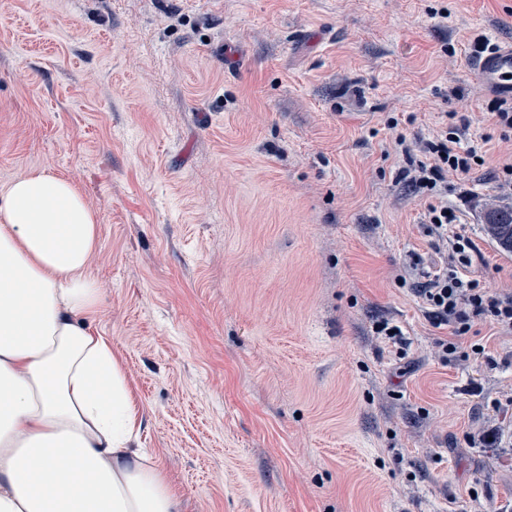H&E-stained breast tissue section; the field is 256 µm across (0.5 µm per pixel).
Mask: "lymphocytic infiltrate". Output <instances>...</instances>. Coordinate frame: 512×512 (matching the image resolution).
I'll return each mask as SVG.
<instances>
[{
    "label": "lymphocytic infiltrate",
    "instance_id": "obj_1",
    "mask_svg": "<svg viewBox=\"0 0 512 512\" xmlns=\"http://www.w3.org/2000/svg\"><path fill=\"white\" fill-rule=\"evenodd\" d=\"M469 127L466 116L452 112L430 136L412 142L402 135L395 139V150L405 160L400 175L410 193L425 203L423 233L447 248L443 265L432 278L412 285L403 269L395 280L412 285L433 326L450 329L449 337L436 341L438 358L446 366L484 355V345L463 343L464 337L475 335L477 327L488 326L499 336L512 335V293H488L468 275L474 245L458 226L457 210L448 203L449 173L470 176L486 156L489 136L468 138Z\"/></svg>",
    "mask_w": 512,
    "mask_h": 512
}]
</instances>
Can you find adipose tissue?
<instances>
[{"mask_svg":"<svg viewBox=\"0 0 512 512\" xmlns=\"http://www.w3.org/2000/svg\"><path fill=\"white\" fill-rule=\"evenodd\" d=\"M98 242L64 178L35 170L0 188V512H178L167 473L128 445L137 409L89 323Z\"/></svg>","mask_w":512,"mask_h":512,"instance_id":"adipose-tissue-1","label":"adipose tissue"}]
</instances>
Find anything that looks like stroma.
Instances as JSON below:
<instances>
[{"label":"stroma","mask_w":512,"mask_h":512,"mask_svg":"<svg viewBox=\"0 0 512 512\" xmlns=\"http://www.w3.org/2000/svg\"><path fill=\"white\" fill-rule=\"evenodd\" d=\"M477 34L512 40V0H0V186L43 170L96 212L92 327L179 512H470L473 490L512 512V458L464 440L490 416L512 429L486 407L512 389V339L443 366L393 278L438 257L386 121L411 140L453 111L493 137L448 178L470 274L512 290L482 222L508 146L469 71ZM373 332L376 336L381 337L388 343L398 346L397 354L404 357L405 346L407 345L406 338L402 328L388 320H380L373 324Z\"/></svg>","instance_id":"obj_1"}]
</instances>
